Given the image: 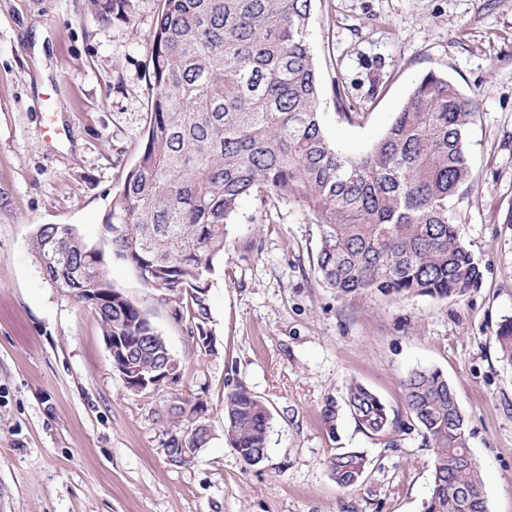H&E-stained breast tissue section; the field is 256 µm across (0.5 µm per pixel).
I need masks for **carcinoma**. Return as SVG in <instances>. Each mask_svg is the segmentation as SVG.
I'll use <instances>...</instances> for the list:
<instances>
[{"mask_svg": "<svg viewBox=\"0 0 512 512\" xmlns=\"http://www.w3.org/2000/svg\"><path fill=\"white\" fill-rule=\"evenodd\" d=\"M138 0H87L107 26L127 20ZM312 0H163L151 38L150 118L143 146L112 208L103 217L112 254L137 272L187 335L210 336L209 277L224 254L227 226L252 194L301 208L316 225L315 271L339 298L380 295L460 297L482 279L461 240L459 196L476 182L466 142L475 99L429 71L412 87L393 123L364 154L341 152L323 133L321 85L308 41ZM347 120L355 106L333 84ZM33 255L56 287L97 312L106 336L132 346L131 369L155 374L174 354L148 316L115 290L103 252L71 224H43ZM112 293L101 303L93 290ZM512 363V319L497 332ZM409 417L353 381L345 405L366 433L387 437L418 430L432 454L433 488L424 512H488L479 463L470 461L466 419L437 369L402 381ZM204 404L183 401L169 414L196 438ZM272 419L244 383L224 394V436L248 465L266 457ZM341 489L364 480L366 457L342 450L328 461Z\"/></svg>", "mask_w": 512, "mask_h": 512, "instance_id": "cac0c4a2", "label": "carcinoma"}]
</instances>
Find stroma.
I'll return each mask as SVG.
<instances>
[{
    "label": "stroma",
    "instance_id": "1",
    "mask_svg": "<svg viewBox=\"0 0 512 512\" xmlns=\"http://www.w3.org/2000/svg\"><path fill=\"white\" fill-rule=\"evenodd\" d=\"M160 0L100 26L86 0H0V512H423L432 462L417 432L398 447L349 414L356 380L404 412L402 381L439 369L467 420L488 512H512V364L496 338L512 318V0H314L309 41L324 84L325 135L362 154L427 72L480 110L467 140L477 183L459 235L482 280L461 297H337L315 274L317 229L298 206L243 199L210 277L215 351H196L135 270L112 254L115 289L148 314L182 362L159 394H132L99 317L45 280L30 237L70 224L101 245L102 218L136 162L149 120L151 35ZM245 382L272 413L266 460L246 465L224 436V394ZM203 401L212 438L170 465L155 409ZM337 404L335 422L321 410ZM369 461L343 490L328 460Z\"/></svg>",
    "mask_w": 512,
    "mask_h": 512
}]
</instances>
